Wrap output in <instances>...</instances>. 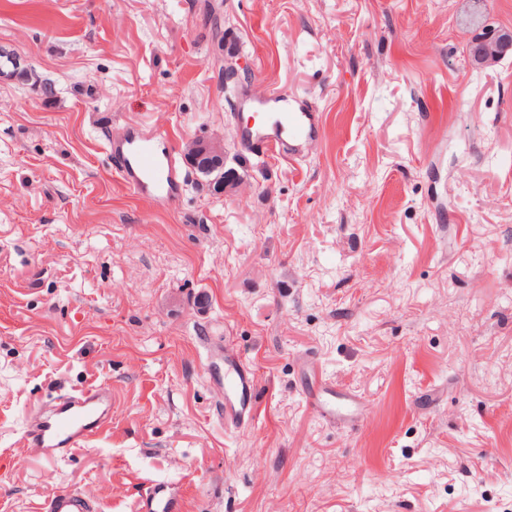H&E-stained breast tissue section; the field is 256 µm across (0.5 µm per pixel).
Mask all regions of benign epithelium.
<instances>
[{
  "mask_svg": "<svg viewBox=\"0 0 512 512\" xmlns=\"http://www.w3.org/2000/svg\"><path fill=\"white\" fill-rule=\"evenodd\" d=\"M469 3V38L466 54L469 63L477 69L496 66L507 54L512 53V28L496 26L489 22L482 12V0H466ZM0 66L13 68L14 77L25 80L32 74V67L12 52L0 53ZM239 76L238 55L232 49L224 53V87L237 82Z\"/></svg>",
  "mask_w": 512,
  "mask_h": 512,
  "instance_id": "7a95c632",
  "label": "benign epithelium"
}]
</instances>
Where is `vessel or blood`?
<instances>
[{"label":"vessel or blood","instance_id":"b4317fda","mask_svg":"<svg viewBox=\"0 0 512 512\" xmlns=\"http://www.w3.org/2000/svg\"><path fill=\"white\" fill-rule=\"evenodd\" d=\"M252 106L263 121L238 118L236 136L243 145L265 153L287 145L288 154L300 156L306 146L320 138L318 113L312 112L286 94L272 92L254 99ZM162 132L134 133L125 127L118 134L104 137L105 149L113 155L122 182L141 199L166 205L176 204L179 171L175 155L163 149ZM256 397L252 371L233 355L224 357V420L240 426L253 421L252 403ZM112 426V391L97 387L61 396L51 406L30 411L22 438L26 447L47 458L90 443ZM145 512H179L180 502L168 486H152ZM98 505L83 494L66 490L54 494L45 512H97Z\"/></svg>","mask_w":512,"mask_h":512}]
</instances>
